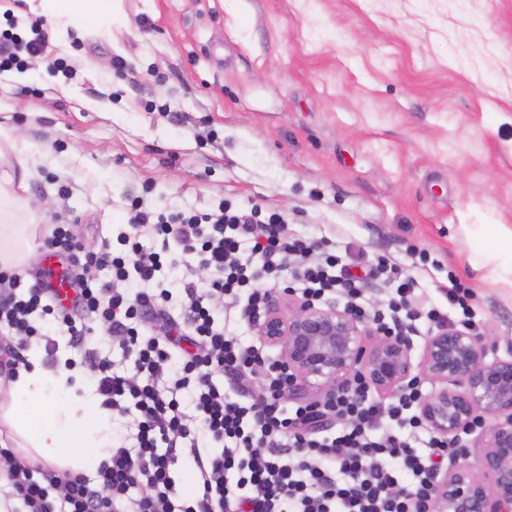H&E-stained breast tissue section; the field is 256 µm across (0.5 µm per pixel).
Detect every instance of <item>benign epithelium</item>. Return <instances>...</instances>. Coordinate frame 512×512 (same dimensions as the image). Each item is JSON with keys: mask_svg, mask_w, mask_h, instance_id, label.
I'll return each mask as SVG.
<instances>
[{"mask_svg": "<svg viewBox=\"0 0 512 512\" xmlns=\"http://www.w3.org/2000/svg\"><path fill=\"white\" fill-rule=\"evenodd\" d=\"M253 329L277 353L293 398L327 400L356 377L381 395L421 379L439 384L421 397L420 419L448 438L478 433V466L471 449H461L436 476L428 512H512V352L489 361L484 338L444 325L415 363L405 332L386 334L348 304L323 305L291 290L269 299Z\"/></svg>", "mask_w": 512, "mask_h": 512, "instance_id": "1", "label": "benign epithelium"}]
</instances>
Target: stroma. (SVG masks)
Masks as SVG:
<instances>
[{
  "mask_svg": "<svg viewBox=\"0 0 512 512\" xmlns=\"http://www.w3.org/2000/svg\"><path fill=\"white\" fill-rule=\"evenodd\" d=\"M127 23L0 73V129L30 161L42 233L97 247L139 199L154 213H282L385 257L411 303L456 318L472 293L512 352V0H122ZM127 66L118 70L115 58ZM67 195H60V185ZM451 286L448 287V301L452 305H457L463 315L462 322L469 326H478V322L475 320V316L471 310V307L467 304L466 298L468 296L465 289H461L459 285L454 283L450 279Z\"/></svg>",
  "mask_w": 512,
  "mask_h": 512,
  "instance_id": "35a3bbf8",
  "label": "stroma"
}]
</instances>
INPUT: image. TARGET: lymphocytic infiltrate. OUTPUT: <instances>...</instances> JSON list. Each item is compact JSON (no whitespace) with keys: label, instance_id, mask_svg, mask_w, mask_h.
<instances>
[{"label":"lymphocytic infiltrate","instance_id":"obj_1","mask_svg":"<svg viewBox=\"0 0 512 512\" xmlns=\"http://www.w3.org/2000/svg\"><path fill=\"white\" fill-rule=\"evenodd\" d=\"M24 24L31 39L0 40V73L22 65L24 56L47 51L42 19L28 18ZM116 243L122 252L113 251ZM45 247L70 265L72 297L61 303L45 276L27 285L20 274L0 272V282L9 286L0 295V336L23 342L39 337L50 353L56 348L54 327L77 346L99 325L121 337L136 375L116 373L103 359L93 385L104 408L133 416L137 433L134 446L116 442L90 477H52L0 448L13 493L29 512H423L438 460L455 455L457 446L434 439L425 456L403 438L402 429L417 426L408 414L418 401L417 387L385 404L358 381L336 398L290 408L278 361L213 326L212 297L243 299L241 317L251 321L289 269L304 296L319 299L338 292L358 298L355 278L336 272L335 242L290 235L276 213L262 224L222 207L212 213L154 216L134 199L127 228L116 241L102 240L88 251L69 225L58 224ZM186 255L210 274L203 292L191 277L181 279L189 299L183 307L191 328L187 334L167 312L169 273ZM377 271L395 281L397 298L389 316L375 314V321L395 330L403 321L418 320V313L407 308L417 281L401 277L397 267L383 261ZM180 341L190 351L181 376L167 385L163 379L171 349ZM216 370L228 376L227 388L212 382ZM261 373L268 381L256 395L252 382ZM331 416L345 421L333 434L323 425ZM185 452L200 474L186 506L174 502L169 477L170 465ZM404 477L409 484L402 491L398 484ZM137 486L141 495L129 497Z\"/></svg>","mask_w":512,"mask_h":512}]
</instances>
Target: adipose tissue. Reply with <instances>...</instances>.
<instances>
[{"instance_id": "1", "label": "adipose tissue", "mask_w": 512, "mask_h": 512, "mask_svg": "<svg viewBox=\"0 0 512 512\" xmlns=\"http://www.w3.org/2000/svg\"><path fill=\"white\" fill-rule=\"evenodd\" d=\"M26 11L45 16L59 39L89 26L111 29L119 17L112 0H24ZM26 180L0 185V269H24L35 258L37 234L21 193ZM15 377H0V446H11L20 463L44 470L90 473L112 446L110 413L101 408L95 389L60 354L55 369H46L37 346L24 353Z\"/></svg>"}]
</instances>
